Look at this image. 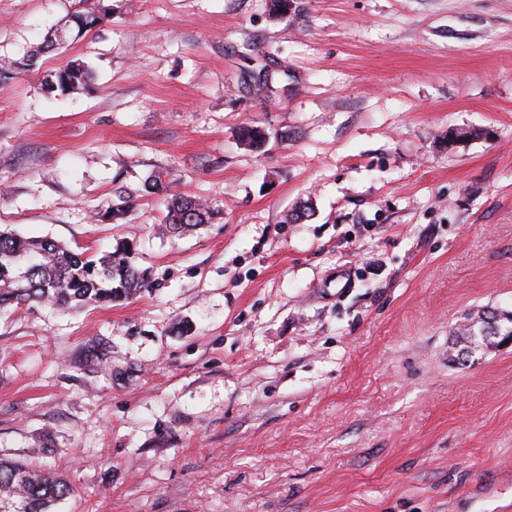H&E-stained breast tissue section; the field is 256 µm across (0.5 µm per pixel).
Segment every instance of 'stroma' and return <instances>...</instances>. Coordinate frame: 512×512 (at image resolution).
Masks as SVG:
<instances>
[{"instance_id": "35a3bbf8", "label": "stroma", "mask_w": 512, "mask_h": 512, "mask_svg": "<svg viewBox=\"0 0 512 512\" xmlns=\"http://www.w3.org/2000/svg\"><path fill=\"white\" fill-rule=\"evenodd\" d=\"M108 2L29 71L74 0H0V225L151 286L0 307V459L52 512H512V345H452L512 310V0ZM155 170L212 223L163 229ZM90 67L84 62L71 61L55 73L56 88L61 93L83 89L90 81ZM481 313H484L482 311ZM481 313L478 314V318L475 320L472 317L467 318V320H470L471 323L468 327H459L457 329V336H466L463 337V339L469 343V345H464L463 348L459 350V354H461V358L465 359L470 356L471 350L473 349L472 345L476 343L484 344L486 346L492 345L493 340L485 341L483 336H488L484 332L487 331H496L498 332V325L499 322H501L505 318L512 319V311H506V310H495L493 313V316L487 319V328L483 332V327L481 323ZM475 320V321H474ZM481 339V341L479 340ZM71 493L70 485L56 473L0 459V512H50L55 502Z\"/></svg>"}]
</instances>
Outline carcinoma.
I'll return each instance as SVG.
<instances>
[{
    "label": "carcinoma",
    "instance_id": "obj_1",
    "mask_svg": "<svg viewBox=\"0 0 512 512\" xmlns=\"http://www.w3.org/2000/svg\"><path fill=\"white\" fill-rule=\"evenodd\" d=\"M112 14L103 0H78L76 8L59 24L60 34H51L41 53L59 48V38L82 36ZM90 67L72 61L55 73L56 88L63 93L83 89L90 81ZM167 171L156 170L142 179V191L155 194L168 189ZM118 203L112 206V218L124 217L132 202L125 190L115 192ZM166 228L175 232L187 226L207 224L214 210L197 198L169 193L165 199ZM132 248L125 242L100 257L78 253L49 238L27 239L10 228H0V305L49 302L60 308L86 305H110L128 300L150 286L146 271L133 264ZM467 345L459 350L461 358L470 356L472 345L486 346L481 319L457 329ZM72 493L65 479L51 471H34L19 461L0 459V512H50L55 502Z\"/></svg>",
    "mask_w": 512,
    "mask_h": 512
}]
</instances>
